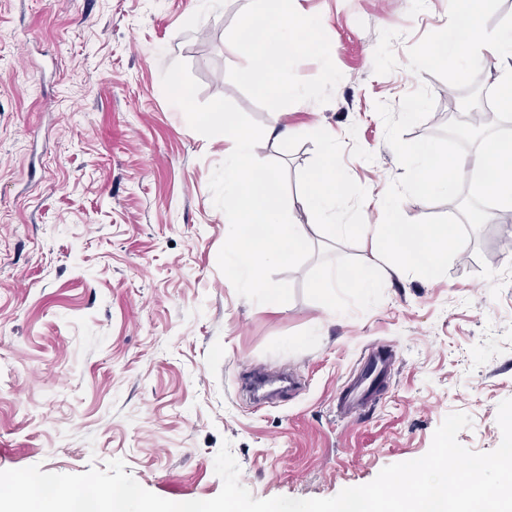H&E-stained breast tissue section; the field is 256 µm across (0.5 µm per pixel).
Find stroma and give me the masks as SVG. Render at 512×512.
I'll return each instance as SVG.
<instances>
[{"mask_svg": "<svg viewBox=\"0 0 512 512\" xmlns=\"http://www.w3.org/2000/svg\"><path fill=\"white\" fill-rule=\"evenodd\" d=\"M247 0H0V470L77 474L123 460L145 489L174 501L222 489L214 458L230 442L253 497L331 498L386 466L423 456L453 412L459 442L498 447V405L512 398V221L459 200L406 199L416 220L453 214L470 234L445 276H391L368 242L336 243L313 226L297 176L314 156L263 138L255 156L286 167L289 213L313 256L278 273L285 304L239 296L218 267L229 232L210 177L231 152L192 130L162 73L186 62L199 101L224 97L264 128L323 129L343 145L367 192L365 223L404 169L385 140L379 102L427 86L435 107L404 133L438 134L488 113L493 62L479 80L467 56L425 63L448 35V0H293L321 48L294 51L297 91L258 90L237 46ZM342 267L362 287L337 289L329 314L315 289ZM376 346L398 359L358 423L336 390ZM302 377L288 398L242 393L250 364Z\"/></svg>", "mask_w": 512, "mask_h": 512, "instance_id": "35a3bbf8", "label": "stroma"}]
</instances>
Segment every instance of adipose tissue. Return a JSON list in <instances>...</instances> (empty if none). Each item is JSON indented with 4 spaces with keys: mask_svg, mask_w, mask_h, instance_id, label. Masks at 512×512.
Wrapping results in <instances>:
<instances>
[{
    "mask_svg": "<svg viewBox=\"0 0 512 512\" xmlns=\"http://www.w3.org/2000/svg\"><path fill=\"white\" fill-rule=\"evenodd\" d=\"M260 13L245 12L241 26L259 27L261 36L254 41H240L243 52L259 59L252 75L259 89L266 93L285 94L291 91L289 81L282 74L288 68V53L291 47L316 48L315 37L318 25L313 19L290 12L288 0H261ZM478 49L480 57H492L501 75L500 90L512 93V25L502 28L488 42L477 43L472 33L460 32L449 37L446 55L457 56L464 51ZM498 166L499 176L495 181L494 195L501 205L512 211V155L504 156L502 146H495L470 158L442 155L431 149L421 150L414 167V181L418 186L431 189L442 188L452 192L461 177Z\"/></svg>",
    "mask_w": 512,
    "mask_h": 512,
    "instance_id": "ef3b65f1",
    "label": "adipose tissue"
}]
</instances>
